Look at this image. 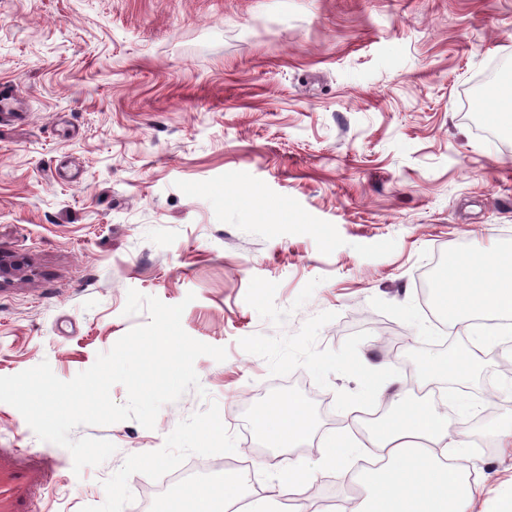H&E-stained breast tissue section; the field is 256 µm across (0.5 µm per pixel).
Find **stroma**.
Here are the masks:
<instances>
[{
  "label": "stroma",
  "instance_id": "obj_1",
  "mask_svg": "<svg viewBox=\"0 0 512 512\" xmlns=\"http://www.w3.org/2000/svg\"><path fill=\"white\" fill-rule=\"evenodd\" d=\"M512 68V0H0V376L49 362L90 368L147 312L128 290L184 304L201 391L133 420L80 426L115 453L74 472L0 403V448L63 464L34 512H156V476L239 464L244 501L335 512L372 456L368 413L391 382L431 396L409 359L414 326L370 301H415L445 340L427 276L452 247L512 240V136L478 135L492 63ZM481 407L453 417L460 445L512 418V341L488 351ZM302 396L314 437L282 450L250 420ZM354 447L338 470L323 446ZM311 468L285 483L275 464ZM474 512L512 495V450L466 454Z\"/></svg>",
  "mask_w": 512,
  "mask_h": 512
}]
</instances>
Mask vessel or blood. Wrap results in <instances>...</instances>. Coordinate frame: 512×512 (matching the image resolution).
<instances>
[{
  "label": "vessel or blood",
  "mask_w": 512,
  "mask_h": 512,
  "mask_svg": "<svg viewBox=\"0 0 512 512\" xmlns=\"http://www.w3.org/2000/svg\"><path fill=\"white\" fill-rule=\"evenodd\" d=\"M57 459L32 458L16 448H0V512H33L34 497L55 481Z\"/></svg>",
  "instance_id": "obj_1"
}]
</instances>
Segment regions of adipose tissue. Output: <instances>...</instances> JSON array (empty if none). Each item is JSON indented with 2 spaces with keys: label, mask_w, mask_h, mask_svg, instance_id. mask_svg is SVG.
<instances>
[{
  "label": "adipose tissue",
  "mask_w": 512,
  "mask_h": 512,
  "mask_svg": "<svg viewBox=\"0 0 512 512\" xmlns=\"http://www.w3.org/2000/svg\"><path fill=\"white\" fill-rule=\"evenodd\" d=\"M258 436L278 448H296L313 437L314 420L305 399H274L252 418ZM377 468L364 470L363 493L350 512H471L474 486L465 467L450 463L454 447L447 411L431 400L394 392L387 416L370 431ZM247 481L227 468L186 486L187 510L162 502L158 512H226Z\"/></svg>",
  "instance_id": "adipose-tissue-1"
}]
</instances>
